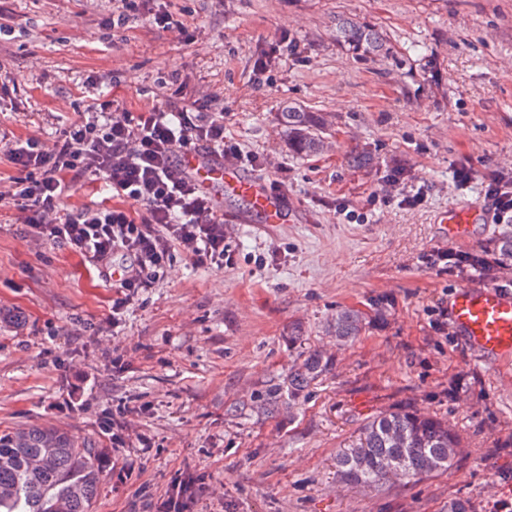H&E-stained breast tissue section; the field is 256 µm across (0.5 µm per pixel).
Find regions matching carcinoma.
I'll return each mask as SVG.
<instances>
[{
    "mask_svg": "<svg viewBox=\"0 0 512 512\" xmlns=\"http://www.w3.org/2000/svg\"><path fill=\"white\" fill-rule=\"evenodd\" d=\"M336 37L357 55H378L383 40L367 23L352 18L336 19ZM288 132V149L297 155L318 153L328 146L324 137L326 119L318 112L294 107L279 114ZM474 249L452 256L448 265L481 277L499 280V270L512 265V233L501 235L492 250ZM369 316L341 307L332 329L336 338L348 342L361 335ZM330 369L329 360L308 351L288 371L287 388L275 387L267 394L270 410L278 407L283 391L296 400ZM459 437L448 420L396 406L372 417L358 436L336 454L340 478L364 488H381L392 480L390 470L401 472L407 482L452 470L457 464ZM101 454L66 430L28 426L0 432V512H91L98 494Z\"/></svg>",
    "mask_w": 512,
    "mask_h": 512,
    "instance_id": "carcinoma-1",
    "label": "carcinoma"
}]
</instances>
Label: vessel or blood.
I'll return each mask as SVG.
<instances>
[{"label": "vessel or blood", "mask_w": 512, "mask_h": 512, "mask_svg": "<svg viewBox=\"0 0 512 512\" xmlns=\"http://www.w3.org/2000/svg\"><path fill=\"white\" fill-rule=\"evenodd\" d=\"M182 168L202 183L216 205L229 197L245 202L246 210L234 214L235 222L282 224L288 219L287 194L246 175L233 160L194 151L183 156ZM487 220V212L471 204L450 209L440 218L449 241L455 243L470 241L475 226ZM448 319L457 336L479 356L490 360L512 356L511 292L487 285L461 287L448 302Z\"/></svg>", "instance_id": "b4317fda"}]
</instances>
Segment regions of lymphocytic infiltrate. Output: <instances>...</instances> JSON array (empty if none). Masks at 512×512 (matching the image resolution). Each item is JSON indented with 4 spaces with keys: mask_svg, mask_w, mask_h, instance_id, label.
Listing matches in <instances>:
<instances>
[{
    "mask_svg": "<svg viewBox=\"0 0 512 512\" xmlns=\"http://www.w3.org/2000/svg\"><path fill=\"white\" fill-rule=\"evenodd\" d=\"M208 108L207 100L196 99L134 113L105 101L53 142L7 145L18 171L9 196L23 215L26 236L67 249L105 272L115 253L129 257L115 283L113 310L154 287L174 249L199 266L220 268L230 258L211 196L179 170L180 155L191 149L241 156L224 136L223 116L209 115ZM90 176L111 190L116 203L65 208V198Z\"/></svg>",
    "mask_w": 512,
    "mask_h": 512,
    "instance_id": "f902f5d3",
    "label": "lymphocytic infiltrate"
}]
</instances>
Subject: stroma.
I'll return each mask as SVG.
<instances>
[{
    "label": "stroma",
    "instance_id": "obj_1",
    "mask_svg": "<svg viewBox=\"0 0 512 512\" xmlns=\"http://www.w3.org/2000/svg\"><path fill=\"white\" fill-rule=\"evenodd\" d=\"M165 2L190 40L152 24L154 0L110 40L112 0H0V134L53 139L93 106L90 81L132 112L204 96L245 173L287 194L288 221L225 222L230 263L174 252L116 316L99 268L31 241L1 206L0 431L58 426L103 449L93 512H162L179 484L189 512H448L454 498L512 512V359L442 327L441 303L477 279L428 262L450 247L441 213L512 180V0ZM340 16L373 26L381 55L337 44ZM290 106L327 114V152L289 151ZM361 147L376 165L352 166ZM377 299L384 318L338 344L337 309ZM310 349L332 369L267 412ZM405 404L448 418L457 467L339 482L338 450Z\"/></svg>",
    "mask_w": 512,
    "mask_h": 512
}]
</instances>
